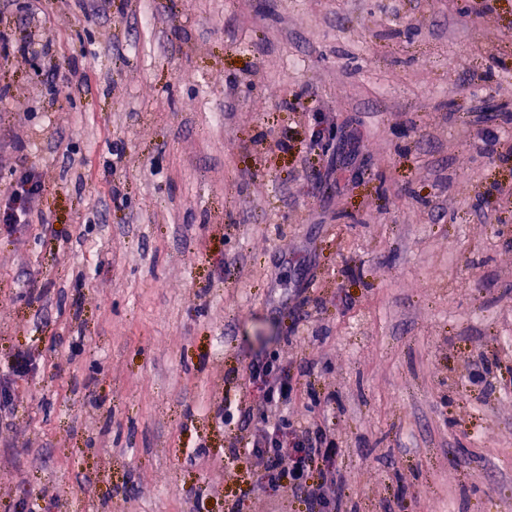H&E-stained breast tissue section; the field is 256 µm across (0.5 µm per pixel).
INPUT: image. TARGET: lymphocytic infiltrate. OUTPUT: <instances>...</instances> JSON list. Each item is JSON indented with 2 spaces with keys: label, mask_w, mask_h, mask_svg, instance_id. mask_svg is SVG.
I'll return each instance as SVG.
<instances>
[{
  "label": "lymphocytic infiltrate",
  "mask_w": 512,
  "mask_h": 512,
  "mask_svg": "<svg viewBox=\"0 0 512 512\" xmlns=\"http://www.w3.org/2000/svg\"><path fill=\"white\" fill-rule=\"evenodd\" d=\"M250 368L252 378L265 380V408L260 423L247 437L237 440L232 456L251 459L264 489L287 488L299 493L310 512H339L334 490L341 487L344 476L337 465L342 450L335 434L317 424L288 435V419L278 409L287 405L291 384L277 376L267 360L252 361Z\"/></svg>",
  "instance_id": "1"
}]
</instances>
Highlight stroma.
<instances>
[{
    "label": "stroma",
    "instance_id": "obj_1",
    "mask_svg": "<svg viewBox=\"0 0 512 512\" xmlns=\"http://www.w3.org/2000/svg\"><path fill=\"white\" fill-rule=\"evenodd\" d=\"M0 32V204L43 185L0 223V512H307L225 460L256 357L335 433L342 512H512V0H0ZM19 185H27L24 190L25 197L17 200L13 191L4 205V221L7 224H23L26 218L34 211L40 194V184L30 173H22Z\"/></svg>",
    "mask_w": 512,
    "mask_h": 512
}]
</instances>
